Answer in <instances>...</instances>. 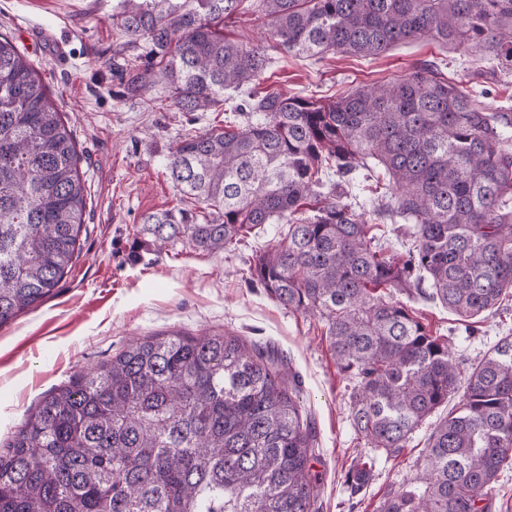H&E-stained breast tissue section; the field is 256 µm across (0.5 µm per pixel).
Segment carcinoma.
<instances>
[{
  "instance_id": "1",
  "label": "carcinoma",
  "mask_w": 512,
  "mask_h": 512,
  "mask_svg": "<svg viewBox=\"0 0 512 512\" xmlns=\"http://www.w3.org/2000/svg\"><path fill=\"white\" fill-rule=\"evenodd\" d=\"M243 0H120L112 20L180 112L230 104L231 124L179 138L167 171L184 200L143 232L220 253L262 224L288 225L252 279L319 317L353 382L352 426L396 456L432 424L410 482L380 512H494L512 469V340L467 372L395 293L425 294L463 323L512 298V107L489 109L435 66L335 100L257 89L265 47L224 35ZM296 56L375 57L410 40L473 47L512 73V0H251ZM383 183L372 210L408 224L406 258L370 235L336 184ZM87 191L72 129L16 43L0 36V326L49 296L76 253ZM314 434L274 358L235 336L137 339L32 409L0 452V512H317ZM367 471L346 474L350 493Z\"/></svg>"
}]
</instances>
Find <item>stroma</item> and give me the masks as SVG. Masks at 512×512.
Listing matches in <instances>:
<instances>
[{
    "mask_svg": "<svg viewBox=\"0 0 512 512\" xmlns=\"http://www.w3.org/2000/svg\"><path fill=\"white\" fill-rule=\"evenodd\" d=\"M116 0H0V34L32 60L71 127L87 187V208L73 265L51 296L0 326V449L29 410L77 374L111 360L133 339L163 334L232 335L274 348L318 443L313 471L320 512H378L385 492L413 477L429 435L422 425L397 457L371 452L350 419L351 382L339 372L324 323L290 310L252 285L257 252L275 244L280 227L252 230L228 252L207 254L176 244L156 249L141 231L143 214L179 208L166 164L178 137L224 127V111L198 120L177 111L161 87L128 98L118 76L136 58L112 25ZM225 34L266 46L274 66L266 90L330 97L445 61V78L488 88L489 106L512 104V74L491 75L478 54L420 40L381 56L297 57L276 48L251 15ZM410 305L436 335L450 337L464 364L512 336V302L465 332L440 303ZM367 486L351 494L346 472L366 456Z\"/></svg>",
    "mask_w": 512,
    "mask_h": 512,
    "instance_id": "stroma-1",
    "label": "stroma"
}]
</instances>
